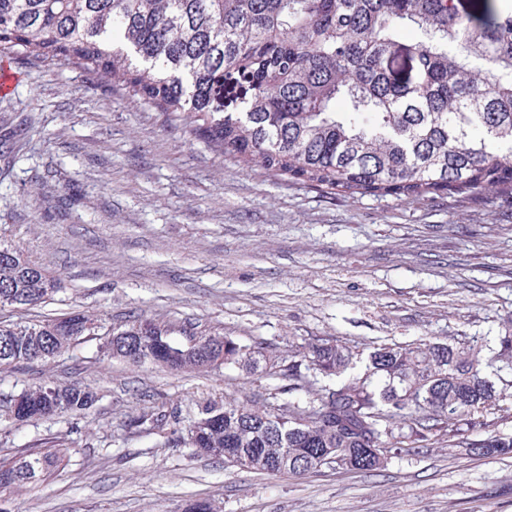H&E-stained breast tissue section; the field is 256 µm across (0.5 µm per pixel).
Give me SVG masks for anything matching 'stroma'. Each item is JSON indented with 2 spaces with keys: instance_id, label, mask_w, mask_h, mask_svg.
Returning a JSON list of instances; mask_svg holds the SVG:
<instances>
[{
  "instance_id": "obj_1",
  "label": "stroma",
  "mask_w": 512,
  "mask_h": 512,
  "mask_svg": "<svg viewBox=\"0 0 512 512\" xmlns=\"http://www.w3.org/2000/svg\"><path fill=\"white\" fill-rule=\"evenodd\" d=\"M0 94V240L59 275L36 310L120 327L159 318L280 352L317 336L358 349L512 336V197L348 195L269 177L189 143L161 112L107 78L10 58ZM90 340L47 362L0 368V398L47 380L100 399L86 415L0 417V458L66 443L69 465L0 497L7 512H512V455L463 456L447 442L363 473L260 475L138 431L209 401L271 400L277 380L234 366L173 372L96 358Z\"/></svg>"
}]
</instances>
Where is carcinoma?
<instances>
[{
    "instance_id": "cac0c4a2",
    "label": "carcinoma",
    "mask_w": 512,
    "mask_h": 512,
    "mask_svg": "<svg viewBox=\"0 0 512 512\" xmlns=\"http://www.w3.org/2000/svg\"><path fill=\"white\" fill-rule=\"evenodd\" d=\"M412 60L402 75L395 60ZM105 74L220 157L351 195L512 197V4L507 0H0V56ZM240 87L238 111L224 90ZM62 280L0 242V310L44 303ZM99 360L173 371L226 365L282 381L273 402L202 406L166 443L227 467L307 475L374 471L446 437L467 455L512 454L473 436L506 400L512 337L497 379L471 341L374 348L323 336L282 356L262 341L85 314L0 322V365L52 360L89 336ZM24 422L79 417L99 395L48 382L16 394ZM69 448L0 459V493L45 481Z\"/></svg>"
}]
</instances>
